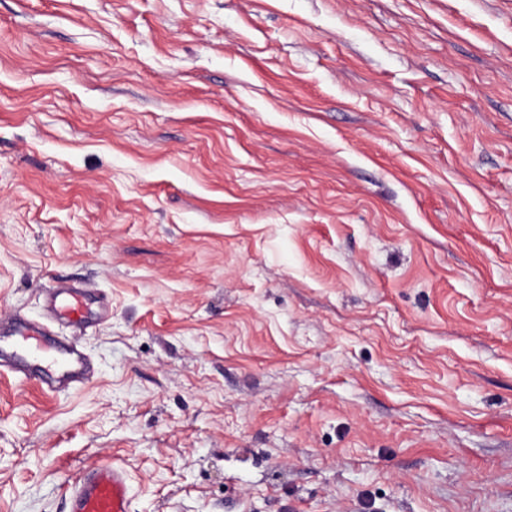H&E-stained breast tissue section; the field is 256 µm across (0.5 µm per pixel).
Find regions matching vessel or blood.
Here are the masks:
<instances>
[{"label":"vessel or blood","mask_w":512,"mask_h":512,"mask_svg":"<svg viewBox=\"0 0 512 512\" xmlns=\"http://www.w3.org/2000/svg\"><path fill=\"white\" fill-rule=\"evenodd\" d=\"M55 318L69 328L60 336L41 321L11 314L0 325V364L14 375L36 380L48 394L57 395L88 384L95 370L78 344L100 320L86 304L82 288L48 289ZM70 512H131V496L123 470L103 463L76 477L70 490Z\"/></svg>","instance_id":"1"}]
</instances>
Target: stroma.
Instances as JSON below:
<instances>
[{
	"label": "stroma",
	"mask_w": 512,
	"mask_h": 512,
	"mask_svg": "<svg viewBox=\"0 0 512 512\" xmlns=\"http://www.w3.org/2000/svg\"><path fill=\"white\" fill-rule=\"evenodd\" d=\"M0 512H512V0H0ZM47 296L54 317L69 328L70 336H58L43 322L13 313L7 325H0V366L6 362L12 374L23 380L35 379L45 393L57 395L93 379L95 370L77 338L104 314L101 309L92 314L86 304V288H48ZM69 497L70 512H131L126 476L114 463H102L76 477Z\"/></svg>",
	"instance_id": "obj_1"
}]
</instances>
